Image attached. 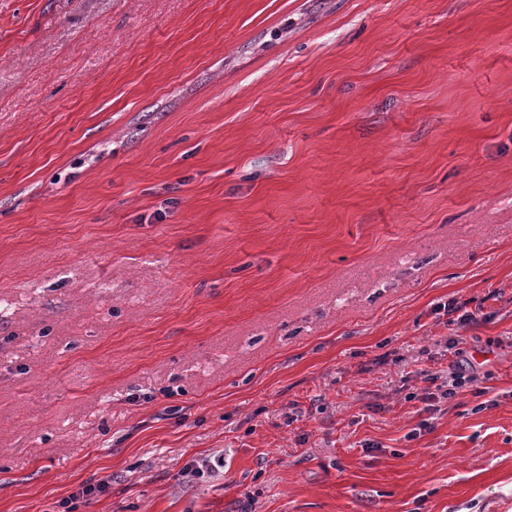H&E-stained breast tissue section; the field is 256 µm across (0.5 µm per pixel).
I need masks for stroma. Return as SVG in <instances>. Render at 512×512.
Instances as JSON below:
<instances>
[{
  "label": "stroma",
  "mask_w": 512,
  "mask_h": 512,
  "mask_svg": "<svg viewBox=\"0 0 512 512\" xmlns=\"http://www.w3.org/2000/svg\"><path fill=\"white\" fill-rule=\"evenodd\" d=\"M106 477L512 512V0H0V512ZM476 382L477 378L473 373L466 370L462 365L461 367L458 366L450 373L448 381L435 385L434 389L431 387L425 389L422 400L429 403L424 410H433L437 407L436 404L455 397L460 389L473 387Z\"/></svg>",
  "instance_id": "stroma-1"
}]
</instances>
